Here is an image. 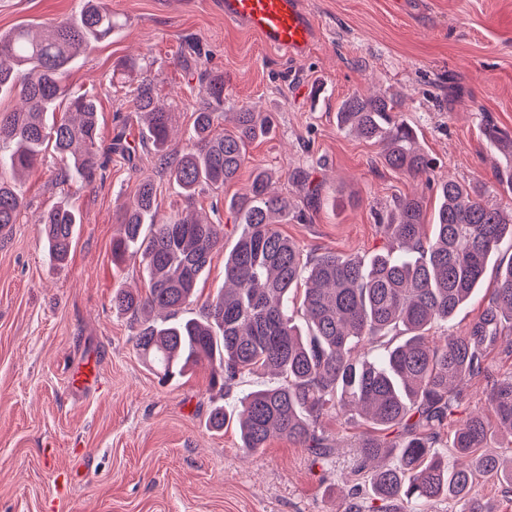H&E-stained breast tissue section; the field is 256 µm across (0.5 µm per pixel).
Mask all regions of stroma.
<instances>
[{
    "label": "stroma",
    "mask_w": 512,
    "mask_h": 512,
    "mask_svg": "<svg viewBox=\"0 0 512 512\" xmlns=\"http://www.w3.org/2000/svg\"><path fill=\"white\" fill-rule=\"evenodd\" d=\"M315 24L309 57L271 50L241 27L225 24L217 0H105L121 25L70 71L73 90L96 97L102 142L125 131L132 159L106 156L105 178L91 187L60 181L62 163L46 152L21 185L28 207L0 238V512H344L340 488L356 463L354 440L366 425L326 417L320 430L334 453L322 461L282 436L242 449L236 426L211 430L214 403L234 407L241 394L274 385L267 372L240 377L229 395L211 384V367L160 383L135 348L136 321L116 313L119 288L146 290L144 264L112 261L116 215L143 178L156 187L161 213L185 202L166 171L141 145L127 88L112 70L123 60L150 63L156 92L174 109L173 143L186 133L205 93L180 66L196 41L224 78V109L272 112L275 133L255 141L239 178L196 197L193 208L224 227L225 249L243 225L225 198L243 192L255 169L275 175L305 221L280 230L308 253L362 258L384 252L376 215L395 197L436 192L424 181L387 168L378 145L342 132V100L375 89L400 92L403 116L417 130L436 172L493 187V200L512 210V191L499 187L495 166L506 155L482 134L483 118L512 132V0H304ZM78 0H0V32L21 22L45 26L75 16ZM455 97L454 110L442 108ZM304 169L306 186L288 181ZM82 218L67 262L41 245L39 219L59 201ZM489 265L482 287L435 342L463 335L496 286ZM97 360L101 384L84 392L68 383L72 364ZM487 377L470 380L456 414L487 408L490 377L512 372V347L499 342L484 360Z\"/></svg>",
    "instance_id": "1"
}]
</instances>
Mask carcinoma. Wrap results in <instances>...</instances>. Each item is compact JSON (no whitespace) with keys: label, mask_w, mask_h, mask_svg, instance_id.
<instances>
[{"label":"carcinoma","mask_w":512,"mask_h":512,"mask_svg":"<svg viewBox=\"0 0 512 512\" xmlns=\"http://www.w3.org/2000/svg\"><path fill=\"white\" fill-rule=\"evenodd\" d=\"M117 27L102 0H83L73 18L38 31L21 24L0 33V94L17 92L22 103L0 109V144L10 147L0 153V229L19 223L27 202L17 183L50 144L66 162L65 178L96 182L103 169L97 102L74 92L67 79L71 62ZM182 65L206 93L194 112L189 150L171 148L173 109L160 102L153 80L142 78L130 93L158 166L190 205L197 195L236 180L250 144L270 136L275 122L270 112L242 107L216 131L224 116V78L199 52ZM336 119L342 130L378 144L390 170L436 187L431 234L424 230L423 198L400 196L379 220L391 242L388 252L368 260L332 252L306 257L277 229L288 222L292 203L275 191L272 173L257 169L245 192L225 202L246 230L224 256V287L202 305L200 317H181L196 300L213 253L224 248V229L195 213L159 216L154 182L144 178L119 213L112 258H139L148 288L116 290L112 307L138 320L136 350L162 381L201 361L211 365L213 382L226 395L245 372L264 369L281 379L242 395L230 412L222 404L210 410V428L238 424L242 447L254 451L279 435L327 460L331 447L318 435L323 419L355 412L370 428L355 440L352 477L367 482L381 502L372 512H407L406 503L443 498L460 504L461 512H487L475 493L480 478L496 479L501 492L512 495V460L505 464L482 451L495 437L512 438V373L490 384L494 419L471 415L454 429L453 465L436 447L448 417L465 401L459 385L480 376L485 352L512 332V258L465 334L436 346L428 332L469 302L489 259L503 243L512 245V214L491 201L485 183L435 174L396 95L353 94L341 102ZM486 133L512 157L511 134L495 125ZM80 222L65 203L43 216L54 261L67 259ZM155 311L162 315L147 318ZM367 345L384 352L359 358Z\"/></svg>","instance_id":"1"}]
</instances>
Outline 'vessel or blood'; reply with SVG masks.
Returning a JSON list of instances; mask_svg holds the SVG:
<instances>
[{
	"mask_svg": "<svg viewBox=\"0 0 512 512\" xmlns=\"http://www.w3.org/2000/svg\"><path fill=\"white\" fill-rule=\"evenodd\" d=\"M224 21L245 27L274 50L296 60L305 59L313 46V21L302 0H221ZM99 376L89 363L79 362L69 370L73 390L95 387Z\"/></svg>",
	"mask_w": 512,
	"mask_h": 512,
	"instance_id": "1",
	"label": "vessel or blood"
}]
</instances>
